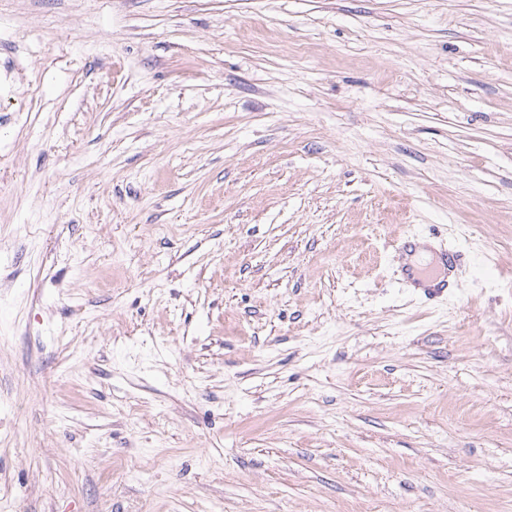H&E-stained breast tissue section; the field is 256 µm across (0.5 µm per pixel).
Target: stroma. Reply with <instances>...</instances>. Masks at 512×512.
<instances>
[{
    "label": "stroma",
    "instance_id": "obj_1",
    "mask_svg": "<svg viewBox=\"0 0 512 512\" xmlns=\"http://www.w3.org/2000/svg\"><path fill=\"white\" fill-rule=\"evenodd\" d=\"M0 512H512V0H0ZM462 255L454 251L443 250L434 252L433 261L419 269L418 273L411 272L402 265V272L406 279L414 286L420 288L429 302H434L447 292L448 271H451L456 261ZM443 271V273H441Z\"/></svg>",
    "mask_w": 512,
    "mask_h": 512
}]
</instances>
